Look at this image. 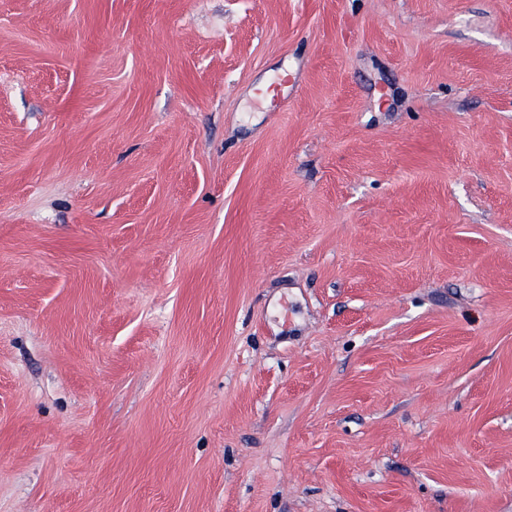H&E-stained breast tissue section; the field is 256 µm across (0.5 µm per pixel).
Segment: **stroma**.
Wrapping results in <instances>:
<instances>
[{"label": "stroma", "instance_id": "stroma-1", "mask_svg": "<svg viewBox=\"0 0 512 512\" xmlns=\"http://www.w3.org/2000/svg\"><path fill=\"white\" fill-rule=\"evenodd\" d=\"M0 512H512V0H0Z\"/></svg>", "mask_w": 512, "mask_h": 512}]
</instances>
